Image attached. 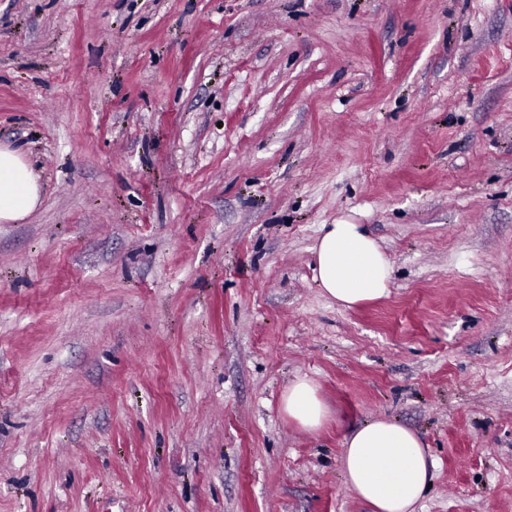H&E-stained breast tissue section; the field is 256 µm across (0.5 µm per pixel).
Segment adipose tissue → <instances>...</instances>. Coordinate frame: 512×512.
Wrapping results in <instances>:
<instances>
[{"instance_id": "1", "label": "adipose tissue", "mask_w": 512, "mask_h": 512, "mask_svg": "<svg viewBox=\"0 0 512 512\" xmlns=\"http://www.w3.org/2000/svg\"><path fill=\"white\" fill-rule=\"evenodd\" d=\"M39 199L40 187L24 156L0 148V222L24 218ZM314 251L315 278L339 306L351 308L388 295L391 263L362 225H323ZM283 410L309 432L319 430L328 416L316 383L305 376L289 385ZM341 466L347 484L370 512H415L433 479L434 462L415 431L378 418L346 437Z\"/></svg>"}]
</instances>
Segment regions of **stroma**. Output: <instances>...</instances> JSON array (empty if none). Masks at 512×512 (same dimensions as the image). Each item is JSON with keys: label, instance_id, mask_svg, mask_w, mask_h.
Instances as JSON below:
<instances>
[{"label": "stroma", "instance_id": "obj_1", "mask_svg": "<svg viewBox=\"0 0 512 512\" xmlns=\"http://www.w3.org/2000/svg\"><path fill=\"white\" fill-rule=\"evenodd\" d=\"M5 145L0 512H368L379 417L417 512H512V0H0ZM343 220L393 265L352 309ZM39 199L40 186L24 156L0 148V221L7 224L24 218ZM321 288L351 308L389 294L392 266L380 244L362 224H325L314 248ZM283 411L288 419L303 430H319L327 419L328 411L318 396L317 384L310 378L297 377L283 396ZM341 466L369 512H415L432 482L434 462L415 431L378 418L346 437Z\"/></svg>", "mask_w": 512, "mask_h": 512}]
</instances>
